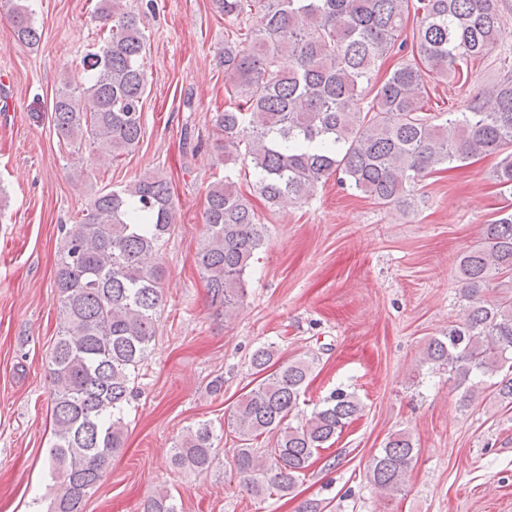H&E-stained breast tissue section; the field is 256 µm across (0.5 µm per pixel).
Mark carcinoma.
Here are the masks:
<instances>
[{
	"mask_svg": "<svg viewBox=\"0 0 512 512\" xmlns=\"http://www.w3.org/2000/svg\"><path fill=\"white\" fill-rule=\"evenodd\" d=\"M126 0H97L107 32L81 59L83 81L64 80L53 101L58 136L92 147L103 165L131 153L142 137L147 78L140 14ZM224 19V89L234 104L212 117L214 147L224 163L252 170L270 207L303 204L336 176L382 207H414L415 190L438 167L496 153L494 180L512 191V71L453 112H426L427 79L448 83L469 61L494 50L512 15V0H211ZM13 37L41 41L34 11L7 0ZM416 17L412 35L406 34ZM294 64L285 67L282 58ZM400 61L380 81L385 57ZM171 182L146 172L119 191L95 196L71 224L60 225L63 249L54 277L57 339L50 352L52 481L47 512H84L112 457L125 446L126 406L143 362L154 350L165 270L158 252L175 223ZM205 235L197 264L212 302L231 316L247 293L245 274L266 244L267 226L231 176L208 186ZM512 272V211L484 225L459 256L463 322L430 338L420 363L448 370L466 410L487 388L512 404V298L492 297L497 275ZM274 346L251 356L255 386L237 402L231 425L241 445L234 465L256 498L292 492L325 445L363 410L334 390L310 416H299L314 360L274 365ZM276 433L272 449L253 441ZM210 424L189 427L172 463L198 474L216 466ZM417 450L399 430L369 464L373 486L402 491ZM140 512H180L165 488Z\"/></svg>",
	"mask_w": 512,
	"mask_h": 512,
	"instance_id": "1",
	"label": "carcinoma"
}]
</instances>
